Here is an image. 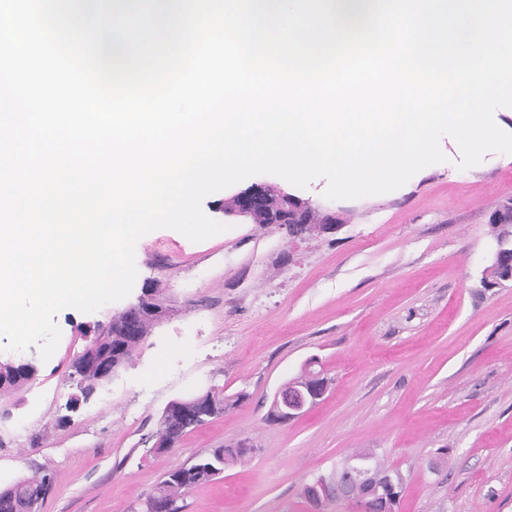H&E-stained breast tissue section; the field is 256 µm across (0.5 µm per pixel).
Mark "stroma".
I'll return each instance as SVG.
<instances>
[{
	"instance_id": "stroma-1",
	"label": "stroma",
	"mask_w": 512,
	"mask_h": 512,
	"mask_svg": "<svg viewBox=\"0 0 512 512\" xmlns=\"http://www.w3.org/2000/svg\"><path fill=\"white\" fill-rule=\"evenodd\" d=\"M446 162L392 192L329 200L325 179L301 189L270 174L207 196L224 233L194 243L153 231L135 250L132 289L159 283L171 309L111 381L75 413L68 374L91 313L59 311L49 360L0 403V488L47 468L41 512H142L168 472L241 439L256 454L190 490L181 512H301L300 492L351 452L374 450L404 478L398 512H512V282L486 288L491 218L512 204V156L466 170ZM258 183L336 214L341 227L303 240L224 215ZM329 378L301 417L267 422L275 391L310 359ZM209 387L245 398L151 449L166 405Z\"/></svg>"
}]
</instances>
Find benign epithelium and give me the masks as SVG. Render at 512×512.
Returning <instances> with one entry per match:
<instances>
[{"mask_svg": "<svg viewBox=\"0 0 512 512\" xmlns=\"http://www.w3.org/2000/svg\"><path fill=\"white\" fill-rule=\"evenodd\" d=\"M232 208L224 215L245 218L255 224L276 226L287 231L294 239L305 238L303 225L308 223L310 205L276 186L256 184L233 195ZM490 264L504 273V280L512 282V252L500 247L493 248ZM131 332H136L138 321L144 316L162 319L167 308L161 298V291L148 285L137 300L123 309ZM327 391V382H321L307 391L287 390L280 386L274 393L268 416L272 423H284L302 416L316 405ZM213 389L209 388L177 399L182 406L181 413L170 421L172 430L177 431L197 417L198 405ZM370 454L363 453L350 458L336 474L322 475L303 493L307 512H327L332 505L347 504L352 512H394L398 500V482L389 479L384 493H379V476L369 464Z\"/></svg>", "mask_w": 512, "mask_h": 512, "instance_id": "obj_1", "label": "benign epithelium"}]
</instances>
